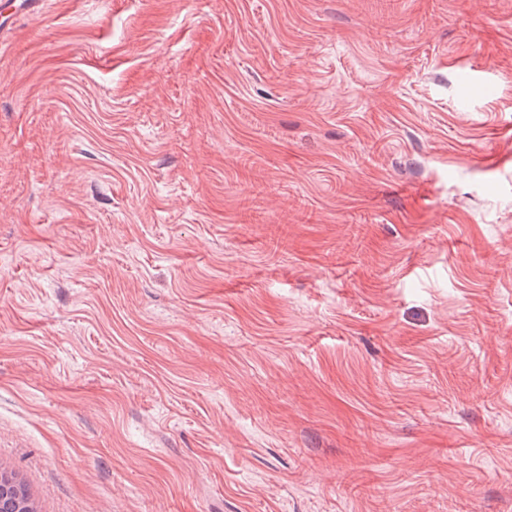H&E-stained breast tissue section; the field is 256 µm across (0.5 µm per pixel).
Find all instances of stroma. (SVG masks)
<instances>
[{"instance_id": "stroma-1", "label": "stroma", "mask_w": 512, "mask_h": 512, "mask_svg": "<svg viewBox=\"0 0 512 512\" xmlns=\"http://www.w3.org/2000/svg\"><path fill=\"white\" fill-rule=\"evenodd\" d=\"M0 0V466L41 512H512V0Z\"/></svg>"}]
</instances>
